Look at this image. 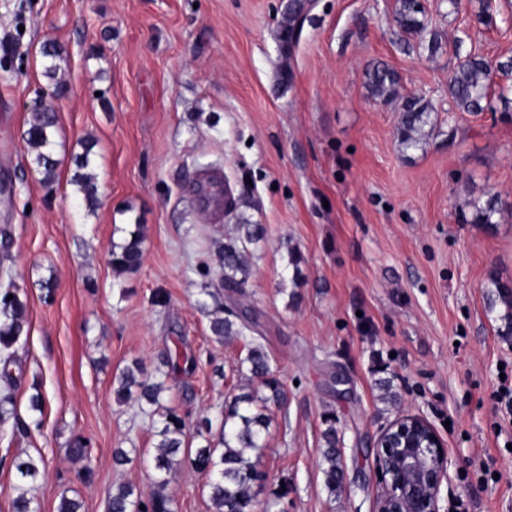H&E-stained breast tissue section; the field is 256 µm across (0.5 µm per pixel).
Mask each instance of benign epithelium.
Here are the masks:
<instances>
[{
    "instance_id": "benign-epithelium-1",
    "label": "benign epithelium",
    "mask_w": 512,
    "mask_h": 512,
    "mask_svg": "<svg viewBox=\"0 0 512 512\" xmlns=\"http://www.w3.org/2000/svg\"><path fill=\"white\" fill-rule=\"evenodd\" d=\"M380 489L375 512H441L448 448L420 414H403L372 445Z\"/></svg>"
}]
</instances>
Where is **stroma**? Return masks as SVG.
Here are the masks:
<instances>
[{
  "instance_id": "stroma-1",
  "label": "stroma",
  "mask_w": 512,
  "mask_h": 512,
  "mask_svg": "<svg viewBox=\"0 0 512 512\" xmlns=\"http://www.w3.org/2000/svg\"><path fill=\"white\" fill-rule=\"evenodd\" d=\"M396 8L313 0L291 34V0H0V289H17L28 329L0 376L24 424L0 439V512L12 510L17 458L42 462L28 490L39 512L64 496L108 512L117 484L150 490L154 419L118 402L114 378L139 362L188 424L217 417L247 384L244 341L210 329L219 303L247 317L287 393L271 409L256 512H374L370 444L404 413L426 416L447 445L445 512L460 497L468 512H512V424L493 399L512 334L488 311L492 281L512 285V82L494 76L477 114L448 93L467 55L512 57V0H492L489 26L479 0H424L423 36L398 27ZM47 43L60 91L44 75ZM373 62L398 74L396 98L369 94ZM419 96L433 105L429 135L406 150L401 104ZM40 104L57 115L49 185L24 137ZM85 152L92 204L73 182ZM214 173L236 204L218 216L195 199ZM492 195V223H472ZM237 224L264 232L241 294L221 289L217 259ZM134 230L142 263L118 272L111 245ZM172 354L196 369L166 374ZM328 414L345 473L334 492L321 470ZM77 437L88 460L68 454ZM118 448L139 454L117 468ZM166 492L174 512H213L189 466Z\"/></svg>"
}]
</instances>
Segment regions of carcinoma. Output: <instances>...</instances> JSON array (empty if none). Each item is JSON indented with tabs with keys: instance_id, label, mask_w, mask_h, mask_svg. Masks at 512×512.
<instances>
[{
	"instance_id": "carcinoma-1",
	"label": "carcinoma",
	"mask_w": 512,
	"mask_h": 512,
	"mask_svg": "<svg viewBox=\"0 0 512 512\" xmlns=\"http://www.w3.org/2000/svg\"><path fill=\"white\" fill-rule=\"evenodd\" d=\"M396 21L408 34L421 35L428 23L425 10L417 0H398ZM491 70L481 56L470 55L460 62L448 85V93L456 105L466 112H481ZM397 74L384 64H375L367 71V86L374 97H391L396 93ZM432 105L422 97L404 101L400 116V140L405 148L420 142L423 128L428 123ZM56 115L53 111L37 107L31 111L26 129V143L47 183L55 179L58 160L54 155ZM76 185L88 203L96 201L97 184L94 174L80 173ZM495 199L475 206L473 222L489 224L495 212ZM262 237L256 224L234 225V235L228 237L218 250L219 263L224 268L221 287L240 292L246 287L250 274L249 245ZM112 264L121 272L135 271L142 260V236L136 230L121 244H112ZM499 288L498 303L503 309L500 320L506 332L512 334V291L508 285L495 282ZM13 298H8V295ZM223 308L210 312L211 330L220 341L235 338L249 340V347L239 362V371L250 380H257L260 388L234 395L225 405L219 425L218 437H213L212 421L200 419L195 437L201 439L197 448L186 457L188 465L206 478L214 512H253L255 486L264 478L260 458L265 448V434L271 422L269 405L281 404L285 390L272 369L268 353L255 337L245 334L248 326L231 319L234 312L222 316ZM27 322L26 305L10 287L0 292V348L8 349L20 340ZM116 395L124 402L133 400L140 409L159 416L153 456L152 489L145 493L134 485L121 483L112 489L109 502L112 512H173V501L165 493L172 474L181 465L177 459L188 437L186 420L176 411L161 405L164 382L148 378L139 363L122 370L116 378ZM15 417V400L11 394L0 397V430L6 431L9 419ZM327 428L322 433V471L329 491H336L344 479L339 453L336 450L335 418L326 417ZM18 478L17 495L13 499V512H37L34 499L27 496L26 486L41 477L39 465L33 458L15 462Z\"/></svg>"
}]
</instances>
